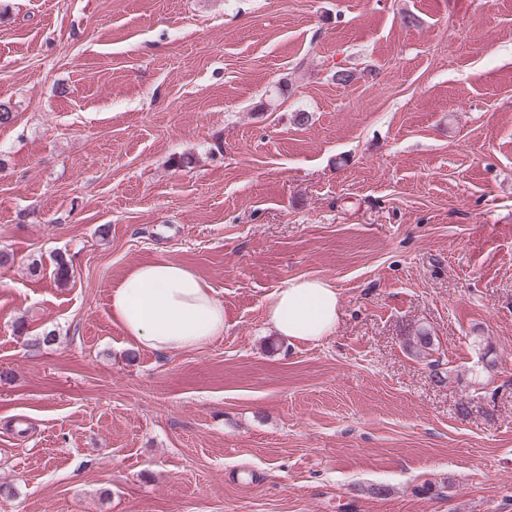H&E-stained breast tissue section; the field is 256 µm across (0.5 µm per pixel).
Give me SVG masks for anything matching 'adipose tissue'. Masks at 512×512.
<instances>
[{
    "mask_svg": "<svg viewBox=\"0 0 512 512\" xmlns=\"http://www.w3.org/2000/svg\"><path fill=\"white\" fill-rule=\"evenodd\" d=\"M111 315L136 344L156 351L194 349L224 333V305L212 288L176 263L136 267L111 292ZM339 292L319 277H291L266 306L274 331L288 340L320 343L336 330Z\"/></svg>",
    "mask_w": 512,
    "mask_h": 512,
    "instance_id": "adipose-tissue-1",
    "label": "adipose tissue"
}]
</instances>
